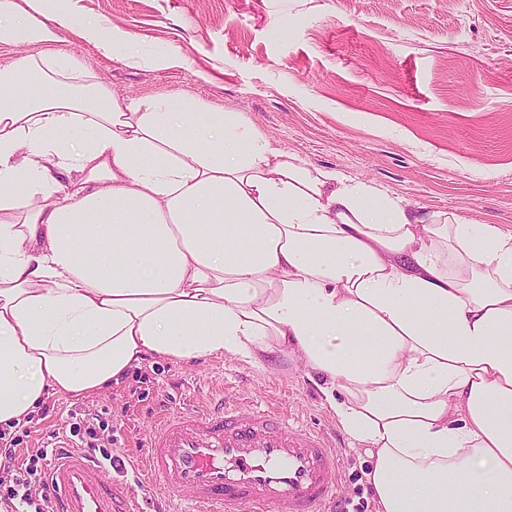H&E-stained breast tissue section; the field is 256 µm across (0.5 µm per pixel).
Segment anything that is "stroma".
I'll list each match as a JSON object with an SVG mask.
<instances>
[{
  "label": "stroma",
  "mask_w": 512,
  "mask_h": 512,
  "mask_svg": "<svg viewBox=\"0 0 512 512\" xmlns=\"http://www.w3.org/2000/svg\"><path fill=\"white\" fill-rule=\"evenodd\" d=\"M99 22L135 59L61 30L73 56L121 100L167 98L233 112L271 145L423 212L512 232V0H43ZM321 380L290 352L264 365L231 355L151 354L92 396L48 393L28 449L102 416L112 452L135 460L158 414L224 393L336 423ZM343 512H375L372 461L344 429Z\"/></svg>",
  "instance_id": "obj_1"
}]
</instances>
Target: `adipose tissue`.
Wrapping results in <instances>:
<instances>
[{"instance_id":"ef3b65f1","label":"adipose tissue","mask_w":512,"mask_h":512,"mask_svg":"<svg viewBox=\"0 0 512 512\" xmlns=\"http://www.w3.org/2000/svg\"><path fill=\"white\" fill-rule=\"evenodd\" d=\"M40 0H0V423L142 354L275 350L373 459L377 512H512V233L428 216L236 115L74 81Z\"/></svg>"}]
</instances>
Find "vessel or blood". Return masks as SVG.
I'll list each match as a JSON object with an SVG mask.
<instances>
[{
  "instance_id": "b4317fda",
  "label": "vessel or blood",
  "mask_w": 512,
  "mask_h": 512,
  "mask_svg": "<svg viewBox=\"0 0 512 512\" xmlns=\"http://www.w3.org/2000/svg\"><path fill=\"white\" fill-rule=\"evenodd\" d=\"M139 468L165 492L166 512H335L340 463L321 430L244 403L171 409ZM107 468L61 443L47 471L54 512H141Z\"/></svg>"
}]
</instances>
